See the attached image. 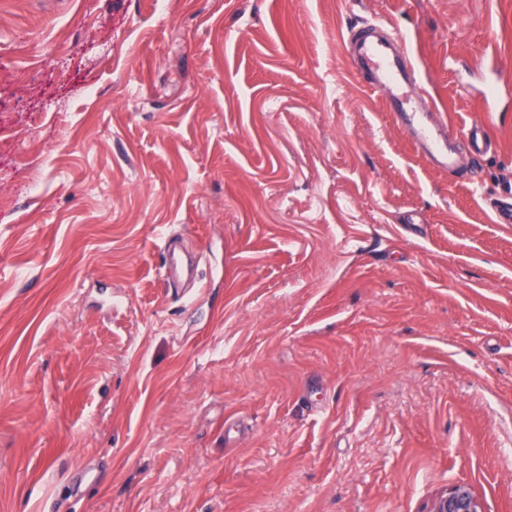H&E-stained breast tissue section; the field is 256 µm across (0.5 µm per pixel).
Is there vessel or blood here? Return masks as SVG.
Listing matches in <instances>:
<instances>
[{"label": "vessel or blood", "instance_id": "vessel-or-blood-1", "mask_svg": "<svg viewBox=\"0 0 512 512\" xmlns=\"http://www.w3.org/2000/svg\"><path fill=\"white\" fill-rule=\"evenodd\" d=\"M342 39L353 68L384 92L392 122L406 131L435 170L447 172L455 168L457 139H464L478 159L494 149L495 143L479 119L460 127L458 136H449L448 121L437 118V107L424 87L407 40L387 23L365 19L349 24Z\"/></svg>", "mask_w": 512, "mask_h": 512}]
</instances>
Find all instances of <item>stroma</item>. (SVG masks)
I'll list each match as a JSON object with an SVG mask.
<instances>
[{"mask_svg": "<svg viewBox=\"0 0 512 512\" xmlns=\"http://www.w3.org/2000/svg\"><path fill=\"white\" fill-rule=\"evenodd\" d=\"M370 17L487 117L479 186L355 73ZM511 193L512 0H0V512H512ZM426 512H484V508L468 483L457 482L437 494Z\"/></svg>", "mask_w": 512, "mask_h": 512, "instance_id": "35a3bbf8", "label": "stroma"}]
</instances>
